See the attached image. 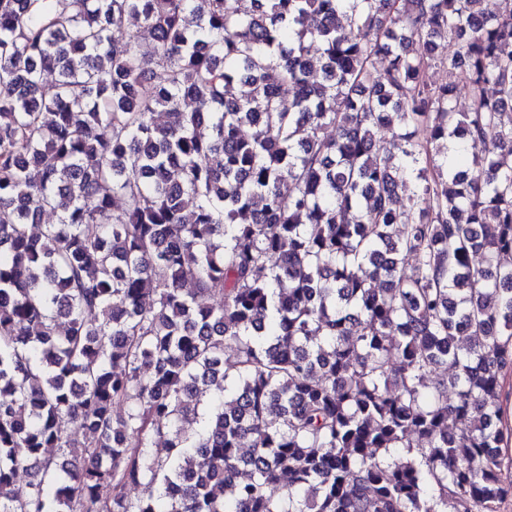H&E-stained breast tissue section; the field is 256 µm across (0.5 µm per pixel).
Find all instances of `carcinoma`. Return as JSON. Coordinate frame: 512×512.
Wrapping results in <instances>:
<instances>
[{
	"instance_id": "obj_1",
	"label": "carcinoma",
	"mask_w": 512,
	"mask_h": 512,
	"mask_svg": "<svg viewBox=\"0 0 512 512\" xmlns=\"http://www.w3.org/2000/svg\"><path fill=\"white\" fill-rule=\"evenodd\" d=\"M483 2L0 0V512L512 497V13Z\"/></svg>"
}]
</instances>
